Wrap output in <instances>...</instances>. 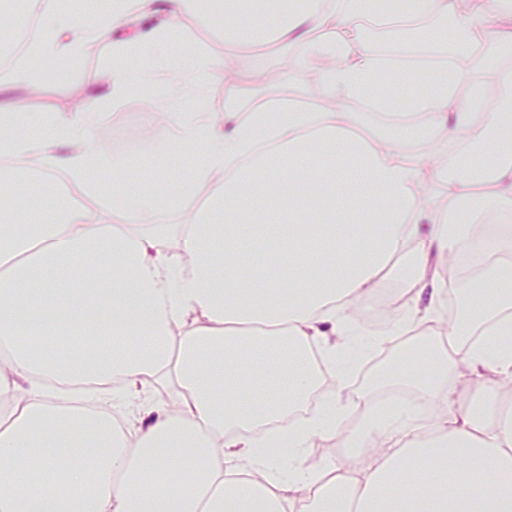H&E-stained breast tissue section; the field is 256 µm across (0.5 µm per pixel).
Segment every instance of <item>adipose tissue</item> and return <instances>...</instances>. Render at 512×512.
Returning a JSON list of instances; mask_svg holds the SVG:
<instances>
[{
	"mask_svg": "<svg viewBox=\"0 0 512 512\" xmlns=\"http://www.w3.org/2000/svg\"><path fill=\"white\" fill-rule=\"evenodd\" d=\"M40 18L25 68L71 63L89 40L121 66L106 97L77 112L25 116L31 133L0 138V512H512V0H122L116 15L25 0ZM204 8L225 37L287 40L308 28L298 71H316L317 105L273 99L243 112L224 83V112L159 113L174 151H199L176 195L112 202V221L75 202L92 175L122 160L91 134L106 100L131 87L199 92L209 67L174 54L185 12ZM443 24L447 52L376 49L368 27L401 36ZM127 40L112 37L116 25ZM176 59L165 82L141 66ZM384 77L386 89L375 86ZM379 119L371 136L349 112ZM424 147L410 152L406 135ZM63 172L56 206L18 222L10 203L33 172ZM439 180L445 201L424 198ZM206 191L178 240L159 230L168 198ZM152 232H143V225ZM470 251L481 277L462 288L466 325L438 329L445 259ZM401 281L405 334L425 330L420 376L398 369L415 399L366 403L342 432L341 391L362 330L354 302ZM71 329L98 348L81 361L37 359L30 343ZM175 386L155 400L157 384ZM319 402L297 419L296 408ZM431 414L420 412L421 404ZM123 414L113 426V413ZM383 451L348 468L296 461L315 440Z\"/></svg>",
	"mask_w": 512,
	"mask_h": 512,
	"instance_id": "ef3b65f1",
	"label": "adipose tissue"
}]
</instances>
